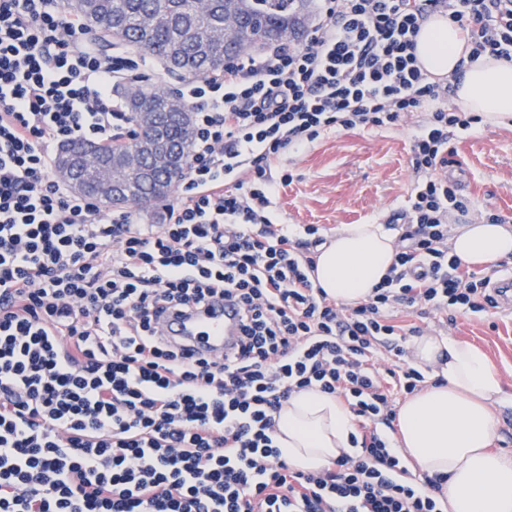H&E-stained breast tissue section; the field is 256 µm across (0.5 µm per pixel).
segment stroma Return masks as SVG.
Instances as JSON below:
<instances>
[{
	"label": "stroma",
	"mask_w": 512,
	"mask_h": 512,
	"mask_svg": "<svg viewBox=\"0 0 512 512\" xmlns=\"http://www.w3.org/2000/svg\"><path fill=\"white\" fill-rule=\"evenodd\" d=\"M410 118L398 129L348 131L319 137L312 147L282 155L289 175L275 197L279 223L294 230L319 225L334 237L347 224H383L406 205L412 182ZM451 173L478 204L512 216V124L455 131ZM426 333H441L481 348L512 393V314L491 309L457 315L455 322L430 311L415 319Z\"/></svg>",
	"instance_id": "obj_1"
}]
</instances>
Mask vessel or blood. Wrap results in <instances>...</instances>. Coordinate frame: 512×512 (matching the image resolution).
I'll list each match as a JSON object with an SVG mask.
<instances>
[{"mask_svg":"<svg viewBox=\"0 0 512 512\" xmlns=\"http://www.w3.org/2000/svg\"><path fill=\"white\" fill-rule=\"evenodd\" d=\"M490 288L498 307L512 308V272L492 280ZM160 325L165 336L192 354L225 350L238 331L235 307L221 300L187 316L165 313L160 318Z\"/></svg>","mask_w":512,"mask_h":512,"instance_id":"vessel-or-blood-1","label":"vessel or blood"}]
</instances>
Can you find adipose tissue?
<instances>
[{"label": "adipose tissue", "instance_id": "1", "mask_svg": "<svg viewBox=\"0 0 512 512\" xmlns=\"http://www.w3.org/2000/svg\"><path fill=\"white\" fill-rule=\"evenodd\" d=\"M467 40L445 18L421 30L417 56L432 75H458L454 104L483 113L491 123L512 116V62L484 58L467 63ZM449 246L466 266H486L512 256V229L468 224ZM395 240L380 224H348L319 248L313 279L342 304L367 300L389 270ZM413 356L429 365L437 384L407 399L397 414V445L413 470L445 477L448 512H512V461L490 445L497 430L493 411L512 405L502 380L477 347L449 336L426 334L411 342ZM356 425L337 399L319 391L294 394L280 412L277 442L289 464L304 470L354 454Z\"/></svg>", "mask_w": 512, "mask_h": 512}]
</instances>
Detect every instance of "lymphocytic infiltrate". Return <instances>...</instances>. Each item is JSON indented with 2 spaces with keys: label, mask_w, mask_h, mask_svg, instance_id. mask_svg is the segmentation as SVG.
I'll return each instance as SVG.
<instances>
[{
  "label": "lymphocytic infiltrate",
  "mask_w": 512,
  "mask_h": 512,
  "mask_svg": "<svg viewBox=\"0 0 512 512\" xmlns=\"http://www.w3.org/2000/svg\"><path fill=\"white\" fill-rule=\"evenodd\" d=\"M435 13L469 62L512 61V0H316L304 42L187 80L188 168L148 228L71 193L55 160L68 140L121 139L113 89L152 61L103 54L62 0H0V512H447L443 477L412 473L394 443L397 395L425 383L404 358L420 329L398 318L495 301L448 244L475 206L447 175L449 133L482 117L418 62ZM415 112L393 263L366 301L336 303L312 278L318 225L272 220L273 170L321 134ZM218 298L238 311L232 350L191 358L164 338L160 313ZM304 390L347 404L358 455L283 458L277 417Z\"/></svg>",
  "instance_id": "1"
}]
</instances>
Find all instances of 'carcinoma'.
<instances>
[{
	"label": "carcinoma",
	"instance_id": "cac0c4a2",
	"mask_svg": "<svg viewBox=\"0 0 512 512\" xmlns=\"http://www.w3.org/2000/svg\"><path fill=\"white\" fill-rule=\"evenodd\" d=\"M93 12L108 28L97 41L103 47L131 46L142 54L162 60L169 70L188 78H203L214 72L217 58L229 63L252 47L302 39L309 27L308 0H90ZM133 100L128 89L120 91L129 112H150L159 118L169 143L190 151L193 129L179 113L189 105L166 88L139 89ZM139 135L110 148L99 147L112 157V178L128 182L129 201L150 196L162 200L169 191L157 192L167 178L156 170L150 180L131 178L122 159L139 148Z\"/></svg>",
	"mask_w": 512,
	"mask_h": 512
}]
</instances>
